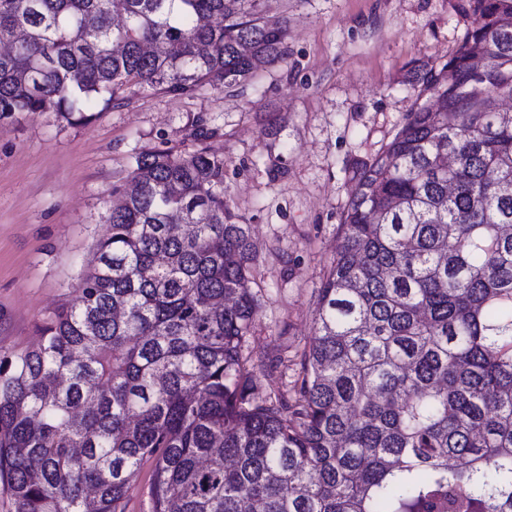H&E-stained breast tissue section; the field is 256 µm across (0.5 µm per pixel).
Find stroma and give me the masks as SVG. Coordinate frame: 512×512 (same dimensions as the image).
<instances>
[{
  "mask_svg": "<svg viewBox=\"0 0 512 512\" xmlns=\"http://www.w3.org/2000/svg\"><path fill=\"white\" fill-rule=\"evenodd\" d=\"M460 2L269 0L270 15L288 19L287 59L260 68L244 92L135 87L81 125L54 112L1 118L0 350L27 348L71 297L135 151L192 148L201 118L224 158V202L255 244L263 298L245 352L276 373L258 378V394L293 382L353 176L417 98H430L423 75L472 26Z\"/></svg>",
  "mask_w": 512,
  "mask_h": 512,
  "instance_id": "obj_1",
  "label": "stroma"
}]
</instances>
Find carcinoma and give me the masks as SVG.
<instances>
[{
    "mask_svg": "<svg viewBox=\"0 0 512 512\" xmlns=\"http://www.w3.org/2000/svg\"><path fill=\"white\" fill-rule=\"evenodd\" d=\"M268 0H0V117L131 87L237 90L287 58ZM426 79L341 215L291 390L254 396L262 289L224 158L147 148L37 343L0 350L13 512H512V0ZM151 464L145 463L142 467L139 482L130 492L127 512H150L149 498L147 494L148 479Z\"/></svg>",
    "mask_w": 512,
    "mask_h": 512,
    "instance_id": "cac0c4a2",
    "label": "carcinoma"
}]
</instances>
